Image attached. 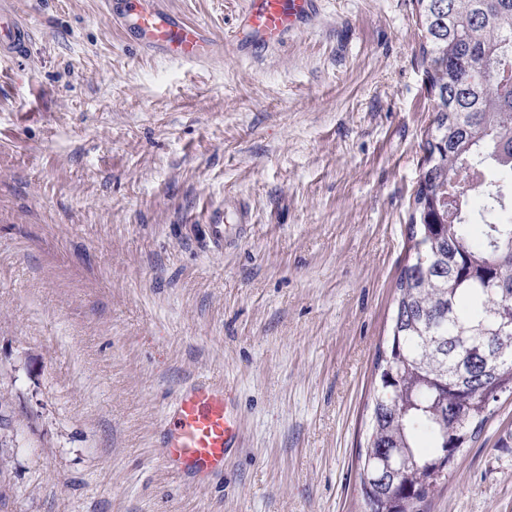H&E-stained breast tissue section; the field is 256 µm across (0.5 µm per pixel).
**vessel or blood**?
I'll return each mask as SVG.
<instances>
[{"label":"vessel or blood","mask_w":512,"mask_h":512,"mask_svg":"<svg viewBox=\"0 0 512 512\" xmlns=\"http://www.w3.org/2000/svg\"><path fill=\"white\" fill-rule=\"evenodd\" d=\"M124 37L173 62L193 64L223 56L224 41L198 22L161 8L159 0H105ZM320 0H247L236 25V48L265 49L304 30ZM30 27L0 0V54L23 63L32 44ZM237 405L223 383L188 380L168 406L157 432L162 465L186 484L198 486L224 473V460L238 447Z\"/></svg>","instance_id":"1"}]
</instances>
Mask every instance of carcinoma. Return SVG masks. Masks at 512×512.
I'll return each mask as SVG.
<instances>
[{"label":"carcinoma","mask_w":512,"mask_h":512,"mask_svg":"<svg viewBox=\"0 0 512 512\" xmlns=\"http://www.w3.org/2000/svg\"><path fill=\"white\" fill-rule=\"evenodd\" d=\"M432 115L378 353L361 493L368 512H418L441 471L512 392V0H415ZM392 456L393 486L367 491Z\"/></svg>","instance_id":"carcinoma-1"}]
</instances>
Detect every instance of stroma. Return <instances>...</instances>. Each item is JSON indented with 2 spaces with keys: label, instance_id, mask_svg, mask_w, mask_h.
<instances>
[{
  "label": "stroma",
  "instance_id": "obj_1",
  "mask_svg": "<svg viewBox=\"0 0 512 512\" xmlns=\"http://www.w3.org/2000/svg\"><path fill=\"white\" fill-rule=\"evenodd\" d=\"M11 2L33 43L0 59V512H364L431 109L414 0H321L248 54L245 0H160L224 39L194 65L128 46L101 0ZM196 376L242 419L201 488L153 445ZM491 409L420 512H512V395Z\"/></svg>",
  "mask_w": 512,
  "mask_h": 512
}]
</instances>
